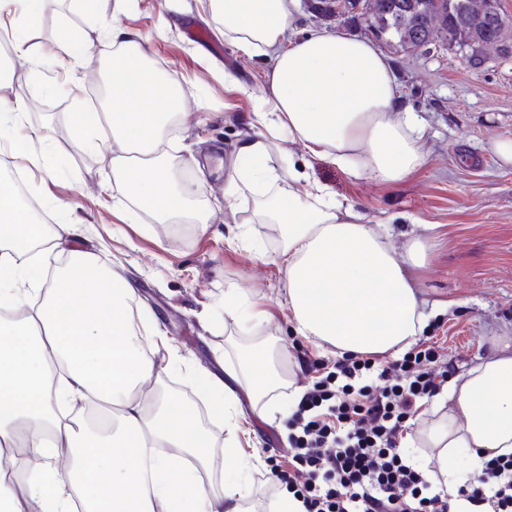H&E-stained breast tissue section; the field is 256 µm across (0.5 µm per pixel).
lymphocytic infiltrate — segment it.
<instances>
[{"label":"lymphocytic infiltrate","instance_id":"1","mask_svg":"<svg viewBox=\"0 0 512 512\" xmlns=\"http://www.w3.org/2000/svg\"><path fill=\"white\" fill-rule=\"evenodd\" d=\"M326 375L288 420V482L303 512H512V452L489 459L455 495L433 490L399 451L406 424L448 384L437 343L420 340L397 360H314Z\"/></svg>","mask_w":512,"mask_h":512}]
</instances>
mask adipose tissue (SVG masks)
Returning <instances> with one entry per match:
<instances>
[{"label":"adipose tissue","mask_w":512,"mask_h":512,"mask_svg":"<svg viewBox=\"0 0 512 512\" xmlns=\"http://www.w3.org/2000/svg\"><path fill=\"white\" fill-rule=\"evenodd\" d=\"M296 0H208L224 34L248 56L270 65L266 95L250 117L255 136L241 140L224 185L232 205L243 187L261 193L263 223L284 229L278 254L294 333L331 353L396 355L425 332L432 316L418 272L432 247L415 232L394 234L324 185L310 181L295 160L276 163L273 146L300 142L357 179L395 183L426 162L428 127L404 105L388 58L368 39L312 31L292 40ZM44 0H0V30L17 46L39 17ZM101 36L114 48L106 105L77 113L72 135L91 152H110L113 177L137 208L157 223L204 221L190 193L171 180L161 149L181 105L178 87L148 61L141 36L119 21ZM0 113V143L36 165L47 162L33 139L18 138L22 92ZM287 178L288 191L267 187ZM85 227L62 221L44 230L15 187L0 180V309L29 306L20 322L0 323V453L24 447L38 460L25 481L41 512H246L252 457L225 451L223 495H213L214 441L190 406L169 396L141 398L140 382L155 365L152 342L138 322L133 290L111 274L95 252L76 248ZM67 257L53 285L41 266ZM227 383L206 375L218 410L238 424L241 396L280 383L268 352L252 349ZM103 403L115 418L110 432L82 433L64 410L76 402ZM436 422L402 447L438 451V471L426 479L454 492L482 467V459L512 452V352H501L455 379L433 398ZM71 463L53 465L60 448Z\"/></svg>","instance_id":"ef3b65f1"}]
</instances>
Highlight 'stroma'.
<instances>
[{
	"mask_svg": "<svg viewBox=\"0 0 512 512\" xmlns=\"http://www.w3.org/2000/svg\"><path fill=\"white\" fill-rule=\"evenodd\" d=\"M114 18L141 34L149 56L181 88L183 108L171 132L176 143L167 156L192 185L206 223L159 224L141 212L132 223L118 225L117 213L133 207L129 192L114 180L108 154L85 151L70 134L73 113L94 105L95 77L88 67L70 73L58 65L52 49L58 29L67 24L83 34ZM191 27L206 29L209 40L188 39ZM30 42L41 56L9 54L0 73V98L24 90L30 126L48 148L49 163L22 168L10 153L0 152V176L25 170L40 222L56 223L64 213L82 222L86 233L79 248L96 252L108 270L133 284L137 306L166 340L153 354L161 378L143 383V397L162 383L194 406L215 443V495L224 493L225 448L253 455L247 506L250 512H271L288 482V392L306 390L314 381L305 370L308 358L327 360L331 354L291 328L277 263L285 243L281 225L258 223L251 195L234 208L222 205L238 141L250 131L253 99L263 93L264 61L236 48L206 0H125L120 7L115 0H99L92 15L79 14L70 0H46ZM383 52L402 100L429 126L423 167L384 185L352 179L329 160L307 156L301 143L289 149L306 158L311 180L368 218L412 213L437 225L438 239L420 281L425 298L441 307L425 335L438 342L459 375L512 346V163L493 148L512 140V59L490 51L476 68L445 45L427 54L392 46ZM224 69L249 86L252 97L226 88L216 77ZM240 225L248 228L253 250L228 243L229 230ZM228 288L248 293L265 320L245 328L225 318ZM254 344L270 351L274 368L290 385L271 390L258 404L242 402L246 420L232 433L218 418L210 392L188 380L197 369L223 375L225 365L237 363ZM258 405L266 417L255 414Z\"/></svg>",
	"mask_w": 512,
	"mask_h": 512,
	"instance_id": "stroma-1",
	"label": "stroma"
}]
</instances>
